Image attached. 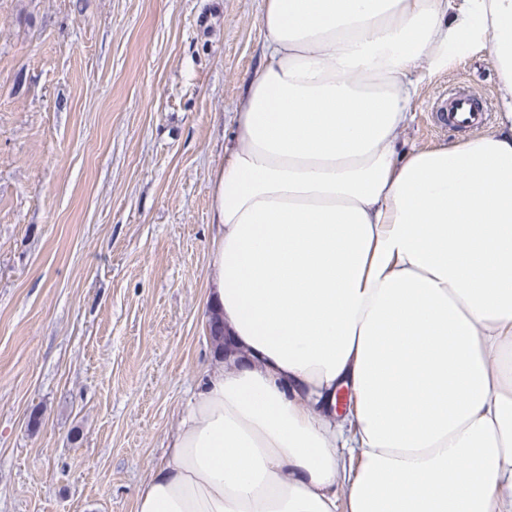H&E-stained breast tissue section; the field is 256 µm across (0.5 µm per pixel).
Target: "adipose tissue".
I'll list each match as a JSON object with an SVG mask.
<instances>
[{
	"mask_svg": "<svg viewBox=\"0 0 512 512\" xmlns=\"http://www.w3.org/2000/svg\"><path fill=\"white\" fill-rule=\"evenodd\" d=\"M259 21L202 304L239 360L207 370L135 512H512V0ZM475 45L496 129L400 151L419 83Z\"/></svg>",
	"mask_w": 512,
	"mask_h": 512,
	"instance_id": "ef3b65f1",
	"label": "adipose tissue"
}]
</instances>
